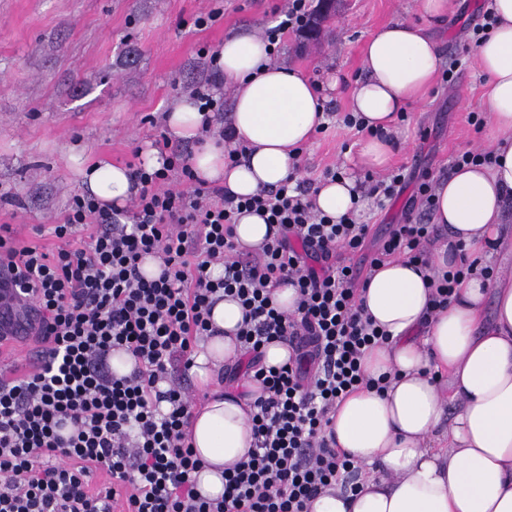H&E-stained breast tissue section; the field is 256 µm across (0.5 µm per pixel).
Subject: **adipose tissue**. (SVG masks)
<instances>
[{"instance_id": "1", "label": "adipose tissue", "mask_w": 512, "mask_h": 512, "mask_svg": "<svg viewBox=\"0 0 512 512\" xmlns=\"http://www.w3.org/2000/svg\"><path fill=\"white\" fill-rule=\"evenodd\" d=\"M422 22L394 21L380 28L362 54L365 75L349 91L351 110L372 127L389 128L399 113L423 102L442 58L431 27L452 11L453 0H419ZM496 17L475 49L488 78L486 108L496 164L456 168L436 190L434 223L448 239L433 249L429 266L395 257L368 282L364 308L386 328L388 343L363 359L366 376L391 374L384 392L360 388L337 407L336 444L372 471L357 494L329 489L311 512H512V274L463 282L448 308L433 310L426 283L447 269L456 243L483 254L486 241L512 250V229L502 222L512 193V0H490ZM224 85L233 92L231 127L250 151L230 165L223 141L211 137L191 157L197 177L248 197L278 185L299 162L298 150L323 120L325 98L296 69L271 62L254 33L225 38L219 48ZM71 161L82 184L102 202L122 207L133 195L128 168L106 160ZM359 196L357 179L321 183L315 204L339 217ZM212 319L221 335L206 342L193 371L209 394L193 411L192 449L204 469L195 475L205 497L224 493V473L253 442L249 422L253 382L243 394L219 386L241 351L233 333L242 308L219 301ZM456 406L446 416V403Z\"/></svg>"}]
</instances>
